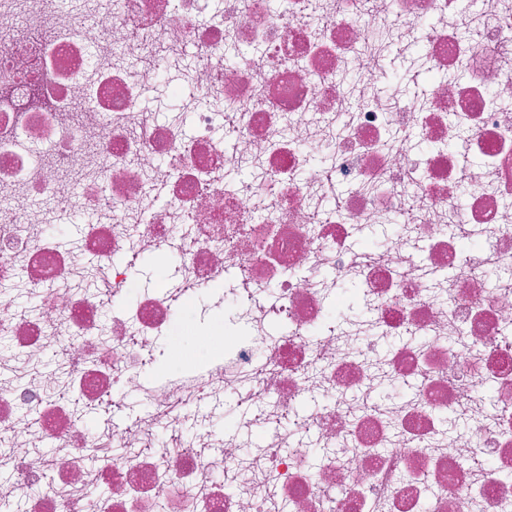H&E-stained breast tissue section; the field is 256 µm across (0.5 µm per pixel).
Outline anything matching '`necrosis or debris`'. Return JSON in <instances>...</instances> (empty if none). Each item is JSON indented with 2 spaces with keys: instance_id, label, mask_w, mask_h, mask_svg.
I'll return each mask as SVG.
<instances>
[{
  "instance_id": "4bbe7bcc",
  "label": "necrosis or debris",
  "mask_w": 512,
  "mask_h": 512,
  "mask_svg": "<svg viewBox=\"0 0 512 512\" xmlns=\"http://www.w3.org/2000/svg\"><path fill=\"white\" fill-rule=\"evenodd\" d=\"M391 47L423 60L422 94L366 64ZM151 92L200 101L192 130L144 122ZM65 208L92 216L74 248L45 232ZM388 225L365 258L364 229ZM146 254L224 309L202 368L141 372L182 331L176 289L130 279ZM89 259L111 316L71 285ZM0 337V443L14 488L45 487L26 512H512V0H0ZM52 349L65 374L21 375ZM251 381L277 416L325 397L301 421L317 467L268 435L269 494L233 482L237 435L153 447L184 420L176 396ZM130 385L153 412L112 425L122 457L89 468L74 404Z\"/></svg>"
}]
</instances>
